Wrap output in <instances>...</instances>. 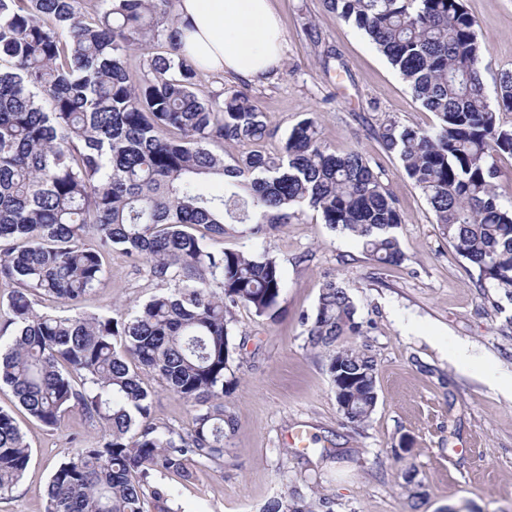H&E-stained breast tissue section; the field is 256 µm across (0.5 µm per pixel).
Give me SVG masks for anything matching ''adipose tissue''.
<instances>
[{
  "label": "adipose tissue",
  "mask_w": 512,
  "mask_h": 512,
  "mask_svg": "<svg viewBox=\"0 0 512 512\" xmlns=\"http://www.w3.org/2000/svg\"><path fill=\"white\" fill-rule=\"evenodd\" d=\"M175 40L204 72L261 83L277 70L285 41L273 0H179Z\"/></svg>",
  "instance_id": "obj_1"
}]
</instances>
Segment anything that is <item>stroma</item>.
I'll return each mask as SVG.
<instances>
[{"label": "stroma", "instance_id": "1", "mask_svg": "<svg viewBox=\"0 0 512 512\" xmlns=\"http://www.w3.org/2000/svg\"><path fill=\"white\" fill-rule=\"evenodd\" d=\"M463 4L484 47L483 80L491 94L499 73L512 70V0ZM274 7L285 35L277 72L255 85L200 71L198 94L242 92L254 100L267 123L257 145L264 154L278 155L305 119L316 122L330 151H359L380 171L403 214L395 234L405 259L378 265L309 209L259 238L210 239L216 250H266L277 258L282 312L272 320L235 310L236 351L224 397L235 426L224 441V464L199 468L187 482L165 476L174 504L181 512H259L285 487L297 486L308 496L335 499V512H512V401L484 381L490 373L512 379V304L493 307V289L479 287L476 272L442 236L421 190L376 137L386 120L428 129L436 117L322 0H274ZM104 268L102 284L81 301L80 314L134 309L164 290L120 251L105 258ZM330 279L347 288L361 324L345 346L376 363L377 405L359 427L344 421L328 375L329 353L308 345L302 321ZM460 345L469 348L471 364L454 360ZM140 378L154 395L155 422L189 430L192 408L155 373ZM0 409L12 413L31 450L21 481L0 496V512H46L48 482L72 453L73 436L92 441L100 431L77 411L46 428L5 385ZM299 432L306 448L290 443ZM324 447L336 449L335 461H321L317 451ZM409 466L425 494L420 505L401 477Z\"/></svg>", "mask_w": 512, "mask_h": 512}]
</instances>
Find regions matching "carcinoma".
<instances>
[{
  "mask_svg": "<svg viewBox=\"0 0 512 512\" xmlns=\"http://www.w3.org/2000/svg\"><path fill=\"white\" fill-rule=\"evenodd\" d=\"M81 2L0 0V282L12 288L5 326L17 329L0 347V383L46 427L77 410L100 428L55 468L46 512H178L157 476L188 481L197 468L224 463L233 310L272 318L284 292L275 256L217 252L207 235L244 224L260 237L308 208L378 263L398 265L402 215L381 173L356 151L325 148L313 120L292 129L278 159L249 151L226 163L209 145L262 140L263 112L243 93L199 98L195 64L160 21L171 0H106L94 17ZM324 4L364 33L437 116L430 129L389 121L381 146L398 155L479 285L511 303L512 204L495 193L493 157L512 156V125L500 117L512 111V71L500 73L491 106L463 0ZM161 40L171 51L152 57V78L134 84L126 53ZM209 181L229 189L207 191ZM114 250L143 262L168 292L97 316L39 309L44 298L75 304L97 288ZM356 313L347 289L330 280L303 321L308 344L330 352L333 388L346 389L339 411L359 426L378 393L372 357L339 347L360 332ZM143 369L190 403V431L154 422ZM30 456L14 417L0 409V494L17 485ZM333 506L294 489L261 512Z\"/></svg>",
  "mask_w": 512,
  "mask_h": 512,
  "instance_id": "1",
  "label": "carcinoma"
}]
</instances>
